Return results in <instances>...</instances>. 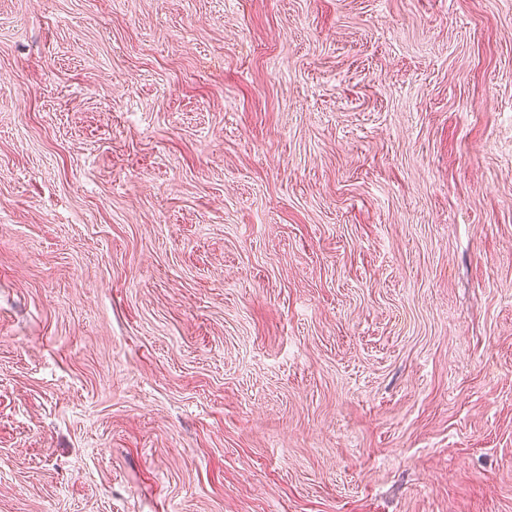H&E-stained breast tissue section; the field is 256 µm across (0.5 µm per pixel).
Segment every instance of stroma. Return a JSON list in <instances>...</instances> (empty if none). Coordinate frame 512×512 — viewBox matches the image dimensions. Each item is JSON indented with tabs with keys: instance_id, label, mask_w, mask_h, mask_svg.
<instances>
[{
	"instance_id": "obj_1",
	"label": "stroma",
	"mask_w": 512,
	"mask_h": 512,
	"mask_svg": "<svg viewBox=\"0 0 512 512\" xmlns=\"http://www.w3.org/2000/svg\"><path fill=\"white\" fill-rule=\"evenodd\" d=\"M0 512H512V0H0Z\"/></svg>"
}]
</instances>
